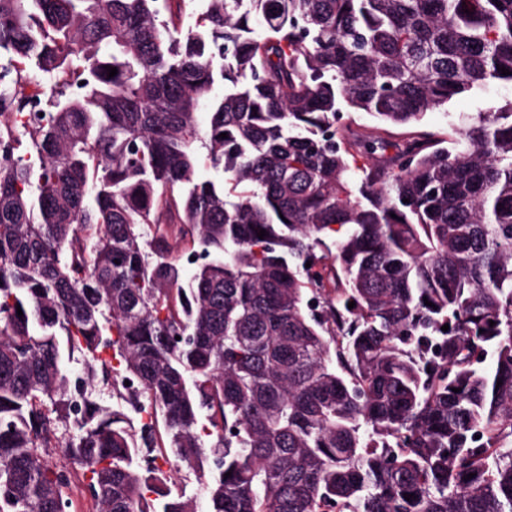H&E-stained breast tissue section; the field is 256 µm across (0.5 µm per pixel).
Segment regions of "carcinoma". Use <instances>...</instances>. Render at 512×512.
I'll return each instance as SVG.
<instances>
[{"label":"carcinoma","instance_id":"cac0c4a2","mask_svg":"<svg viewBox=\"0 0 512 512\" xmlns=\"http://www.w3.org/2000/svg\"><path fill=\"white\" fill-rule=\"evenodd\" d=\"M175 2L0 0V512H512V0ZM206 0H185L179 17L175 19L179 33L183 36L188 30L195 29L197 21L205 12ZM507 98H512V88L491 86L478 95L449 102L448 118L442 113L446 112L444 109L428 112L419 127L421 130L431 131L439 137L446 138L448 137V131L452 128L451 124H454L455 127L460 126L468 113L478 112L484 107L487 100L496 99L500 101ZM341 128L349 126L351 134H361L371 127L379 125L377 120L363 112H343ZM44 463L51 468H59L60 466H67L71 471V486L69 495L73 501V507L70 509L72 512H97L96 505L91 498L84 492L85 477L80 467L70 464L64 457L62 448H51L50 451L44 455Z\"/></svg>","mask_w":512,"mask_h":512}]
</instances>
